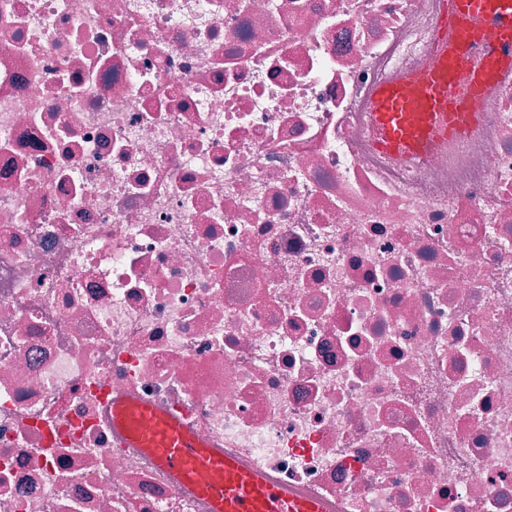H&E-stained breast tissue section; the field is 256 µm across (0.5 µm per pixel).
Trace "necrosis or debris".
Masks as SVG:
<instances>
[{
  "instance_id": "4bbe7bcc",
  "label": "necrosis or debris",
  "mask_w": 512,
  "mask_h": 512,
  "mask_svg": "<svg viewBox=\"0 0 512 512\" xmlns=\"http://www.w3.org/2000/svg\"><path fill=\"white\" fill-rule=\"evenodd\" d=\"M442 0H0V512H211L112 399L337 512H512V85L374 150Z\"/></svg>"
}]
</instances>
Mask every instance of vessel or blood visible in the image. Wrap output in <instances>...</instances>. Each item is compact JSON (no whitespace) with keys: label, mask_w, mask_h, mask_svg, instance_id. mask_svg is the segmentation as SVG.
Returning a JSON list of instances; mask_svg holds the SVG:
<instances>
[{"label":"vessel or blood","mask_w":512,"mask_h":512,"mask_svg":"<svg viewBox=\"0 0 512 512\" xmlns=\"http://www.w3.org/2000/svg\"><path fill=\"white\" fill-rule=\"evenodd\" d=\"M435 35L433 57L378 86L371 100L373 144L399 161L463 140L488 92L512 80V0H444ZM112 422L129 447L154 455L163 470L190 482L212 512H330L319 499L284 493L223 451L205 447L178 414L117 398Z\"/></svg>","instance_id":"obj_1"}]
</instances>
